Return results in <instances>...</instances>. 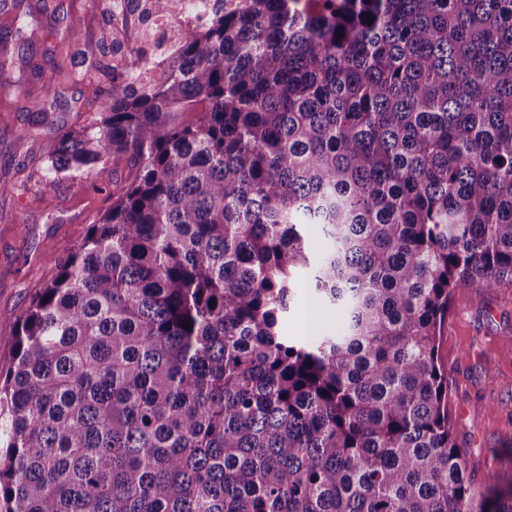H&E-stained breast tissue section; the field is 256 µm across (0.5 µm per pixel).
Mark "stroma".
<instances>
[{
	"label": "stroma",
	"mask_w": 512,
	"mask_h": 512,
	"mask_svg": "<svg viewBox=\"0 0 512 512\" xmlns=\"http://www.w3.org/2000/svg\"><path fill=\"white\" fill-rule=\"evenodd\" d=\"M0 9V33L14 30L19 18L36 25L32 41L10 38L15 64L13 79L32 93L42 85L39 68L57 64L70 68L63 31L81 25L89 54L100 55L112 44L116 24L109 0H56L58 13L42 10V0H8ZM102 103L87 82L58 86V106L52 123L34 124L24 99L0 80V181L37 180L36 194L0 197V370L9 368L16 350L17 320L36 292L54 278L56 263L82 243L97 215L110 205L106 189L111 172H104V192L87 182L49 179L44 174L59 128L93 118ZM27 127V138L17 131ZM341 322L322 305L307 282H300L285 323L288 335L311 339L336 333ZM438 364L448 376L450 416L458 448L468 472L497 474L512 482V453L499 447L512 432V288L482 293L458 289L451 312L438 337Z\"/></svg>",
	"instance_id": "1"
}]
</instances>
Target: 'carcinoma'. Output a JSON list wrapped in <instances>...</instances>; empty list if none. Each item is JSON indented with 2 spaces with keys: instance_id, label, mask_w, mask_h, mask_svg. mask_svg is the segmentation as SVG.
Returning a JSON list of instances; mask_svg holds the SVG:
<instances>
[{
  "instance_id": "carcinoma-1",
  "label": "carcinoma",
  "mask_w": 512,
  "mask_h": 512,
  "mask_svg": "<svg viewBox=\"0 0 512 512\" xmlns=\"http://www.w3.org/2000/svg\"><path fill=\"white\" fill-rule=\"evenodd\" d=\"M215 2L159 62L67 29L87 70L27 97L91 75L47 171L112 164V205L18 320L0 512H512L437 364L456 290L512 284V0ZM303 274L336 335H283Z\"/></svg>"
}]
</instances>
